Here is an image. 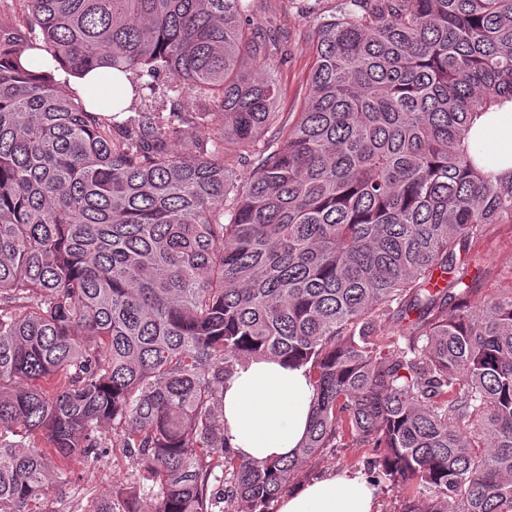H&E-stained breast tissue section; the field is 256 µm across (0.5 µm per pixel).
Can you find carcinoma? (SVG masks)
Returning <instances> with one entry per match:
<instances>
[{"label": "carcinoma", "instance_id": "carcinoma-1", "mask_svg": "<svg viewBox=\"0 0 512 512\" xmlns=\"http://www.w3.org/2000/svg\"><path fill=\"white\" fill-rule=\"evenodd\" d=\"M25 3L0 27V512L110 446L156 512H270L350 446L403 512H512V293L477 297L467 259L512 224V171L469 143L512 102V0H340L289 122L288 38L250 0ZM30 49L136 74L131 103L88 111ZM256 355L312 378L292 457L224 440V376Z\"/></svg>", "mask_w": 512, "mask_h": 512}]
</instances>
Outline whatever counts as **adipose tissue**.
Masks as SVG:
<instances>
[{"label": "adipose tissue", "instance_id": "adipose-tissue-1", "mask_svg": "<svg viewBox=\"0 0 512 512\" xmlns=\"http://www.w3.org/2000/svg\"><path fill=\"white\" fill-rule=\"evenodd\" d=\"M478 166L512 170V103L480 114L470 131ZM314 387L307 367L280 358H250L224 380V438L244 459L294 455L309 430ZM278 512H377L376 493L359 471H345L292 489Z\"/></svg>", "mask_w": 512, "mask_h": 512}]
</instances>
